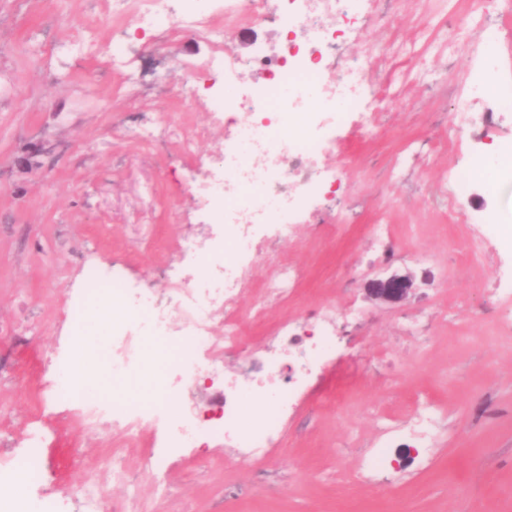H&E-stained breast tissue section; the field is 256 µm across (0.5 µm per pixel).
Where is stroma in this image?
Returning <instances> with one entry per match:
<instances>
[{
    "instance_id": "35a3bbf8",
    "label": "stroma",
    "mask_w": 512,
    "mask_h": 512,
    "mask_svg": "<svg viewBox=\"0 0 512 512\" xmlns=\"http://www.w3.org/2000/svg\"><path fill=\"white\" fill-rule=\"evenodd\" d=\"M474 7L377 0L361 40L347 48L383 59L370 76L381 101L373 136L345 119L335 154L323 158L336 171L334 192L244 268L238 346L221 356L223 377L171 388L167 401L179 414H222L225 383L248 392L267 373L282 329L315 341L320 317L333 318L336 339L297 375L277 440L241 463L220 435L168 448L158 426L134 443L109 425L88 428L52 389L90 269L161 290L168 268L197 277L205 250L224 234L192 191L234 130L212 117L224 89L223 72L206 65L214 44L176 20L159 33L137 29L128 15L107 19L104 0H0V464L26 451L23 424H42L28 502L40 512H82L79 490L92 465L117 454L137 491L102 485L112 512H512V330L501 324L512 244L497 225L473 221L501 209L512 187L493 193L448 177L512 139V107L495 93L470 101L465 136L455 138L454 93L473 60L465 37L449 40L448 23ZM494 19L500 65L486 77L512 81L505 0ZM211 21L242 59L254 41L279 38L275 26L249 18L227 24L216 11ZM120 29L134 84L106 55L67 51L88 32L111 45ZM170 73L193 75L195 95L184 98ZM145 126L155 133L148 141L137 136ZM380 224L390 228L384 245ZM186 240L202 253L184 254ZM284 261L298 271L295 287L265 299ZM395 273L413 276L409 298L371 300L369 282ZM422 404L443 417L428 450L407 425ZM376 448L386 464L373 479L344 482Z\"/></svg>"
}]
</instances>
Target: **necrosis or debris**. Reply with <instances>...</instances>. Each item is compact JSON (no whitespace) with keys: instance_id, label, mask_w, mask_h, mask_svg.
I'll return each mask as SVG.
<instances>
[{"instance_id":"necrosis-or-debris-1","label":"necrosis or debris","mask_w":512,"mask_h":512,"mask_svg":"<svg viewBox=\"0 0 512 512\" xmlns=\"http://www.w3.org/2000/svg\"><path fill=\"white\" fill-rule=\"evenodd\" d=\"M116 16L134 14L141 29H160L172 17L205 35L221 52L208 65L223 71L225 83H234L237 63L223 49V26L210 25L207 0H105ZM371 0H223L225 23L243 13L275 24L282 41L256 46L251 62L266 72L264 83L232 97L216 96L217 112L243 109L234 138L224 144V153L210 183L201 188L224 218L229 245L215 254V266L198 281L172 274L165 295L141 293L118 278L104 280L92 274L85 303L73 318L82 327L89 305L100 296L112 298L110 340L95 345L98 360L105 365L112 383L111 394L64 386L62 395L76 401L85 421L100 424L117 420L128 439H136L145 427L160 422L169 428L168 447L184 448L200 433L220 434L235 442L239 459L249 461L266 454L278 433L291 393L281 383L278 370H271L248 396L225 400L223 414L204 420L178 417L161 395L185 377L223 373L216 356L218 348H233L238 342L234 321L224 323V340L216 342L212 321L217 310L230 309L242 291L239 266L254 257V237L267 224L288 233L285 217L303 212L310 200L322 193L331 179L318 158L336 143L332 130L345 112L357 114L360 128L371 133L377 120V100L369 93L368 76L377 65L375 56L347 57L337 54L342 42L356 35V24ZM461 34L481 50L466 84L458 96V110L470 99L483 96L484 72L495 69L496 32L484 20L464 15L457 22ZM347 95L348 109L336 107L339 95ZM178 311L192 336L195 350L204 359L193 361L180 355L157 372L155 399L133 397L131 389L139 375L144 342L159 341L173 332L169 311Z\"/></svg>"}]
</instances>
